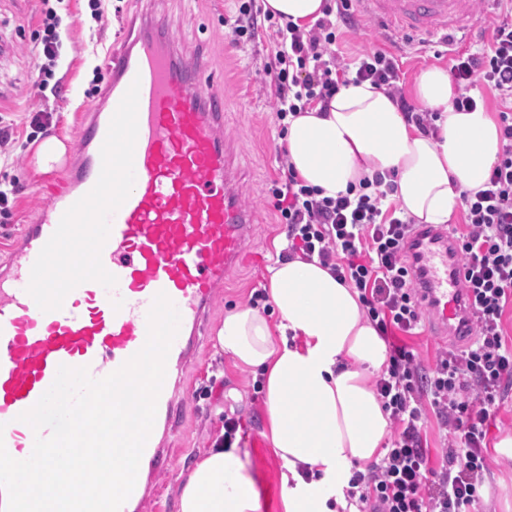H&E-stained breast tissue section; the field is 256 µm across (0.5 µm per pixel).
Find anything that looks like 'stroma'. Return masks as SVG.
Instances as JSON below:
<instances>
[{
  "label": "stroma",
  "mask_w": 512,
  "mask_h": 512,
  "mask_svg": "<svg viewBox=\"0 0 512 512\" xmlns=\"http://www.w3.org/2000/svg\"><path fill=\"white\" fill-rule=\"evenodd\" d=\"M238 0H111L104 22L91 15L89 0H62L56 7L60 18L62 46L55 77L61 82L59 93L40 92L38 60L30 46L38 25L40 0H0V40L11 44L12 52L0 58V115L11 121L21 137L9 140L6 152L14 164L0 165V182L15 183L18 194L9 214L0 215V260L19 241L24 225L35 223L45 204L42 192L47 180L59 181L68 165L44 174L36 169V150L46 138L73 140L87 108L106 88L107 77H95L93 69L104 58L122 47L123 28L134 14L155 12L163 15L171 34L184 55H199L209 70L223 75L228 90L227 140L240 169L244 199L260 212L255 228L251 258L232 270L224 294L210 316L206 332L186 359L182 390L185 407L177 427L166 439L175 448L169 466L152 472L155 488L146 512H176L177 477L191 466L208 446V439L222 425L225 414L239 413L245 437L238 452L247 475L260 492L259 512H283L281 484L285 467L272 451L266 420L264 390L253 387L251 371L235 366L228 355L217 353L213 336L225 314L249 302L258 288L264 287L267 268L277 260L286 241L287 227L280 224L268 189L278 176V149L283 143L280 127L272 111L271 77L266 68L274 59L267 38L240 46L229 43L232 20ZM493 12L477 15L478 29L456 33L452 42L429 41L404 32L387 40L384 23L365 18L360 27L342 30L337 49L345 61H352L365 50L383 49L395 54L400 64V84L405 95H412L417 75L430 66L450 68L455 51L488 39ZM370 39H363V32ZM53 115L50 128L30 127L34 112ZM512 436V390L500 402L497 418L490 428L491 474L486 479L475 512H512V450L501 447Z\"/></svg>",
  "instance_id": "1"
}]
</instances>
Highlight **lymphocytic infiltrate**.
Returning <instances> with one entry per match:
<instances>
[{
    "label": "lymphocytic infiltrate",
    "mask_w": 512,
    "mask_h": 512,
    "mask_svg": "<svg viewBox=\"0 0 512 512\" xmlns=\"http://www.w3.org/2000/svg\"><path fill=\"white\" fill-rule=\"evenodd\" d=\"M326 18L304 31L258 15L252 0H242L230 42L267 37L274 47L272 110L285 120L316 103L328 105L340 85L370 82L423 132L434 129L428 113L404 95L397 57L381 49L364 51L354 64L341 63L337 36L327 21L353 28L359 19L353 0H330ZM59 19L42 10L34 50L41 61L40 87H47L59 58ZM450 75L456 85V110L471 112V91L482 83L496 93L502 154L485 190L463 194L465 224L454 231L461 286L471 308L470 343L442 351L434 368H425L407 344L390 342L388 359L373 387L391 434L385 452L365 471H354L337 512H471L490 472L488 420L494 418L507 384L512 383V341L503 317L512 308V20L495 22L488 42L456 53ZM396 189L388 172L363 179L336 197H320L283 166L269 192L287 226L288 255L318 260L341 283L355 288L368 320L381 337L411 333L424 315L406 245L416 226L383 206ZM436 422L448 443V456L433 467L423 435Z\"/></svg>",
    "instance_id": "f902f5d3"
}]
</instances>
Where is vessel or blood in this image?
<instances>
[{"label": "vessel or blood", "instance_id": "1", "mask_svg": "<svg viewBox=\"0 0 512 512\" xmlns=\"http://www.w3.org/2000/svg\"><path fill=\"white\" fill-rule=\"evenodd\" d=\"M398 30L447 38L473 24V0H359ZM105 105L94 107L70 146L75 173L48 187V208L27 225L0 270V440L15 459L36 437L20 421L59 366L100 379L147 338V315L165 293L180 315L166 360L156 424L175 427L172 383L182 372L228 272L252 249L256 210L241 196L225 141L223 82L202 84V66L181 58L162 24L138 16L108 56ZM407 254L439 332L462 337L468 317L457 244L448 228L424 227Z\"/></svg>", "mask_w": 512, "mask_h": 512}]
</instances>
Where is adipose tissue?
<instances>
[{"mask_svg":"<svg viewBox=\"0 0 512 512\" xmlns=\"http://www.w3.org/2000/svg\"><path fill=\"white\" fill-rule=\"evenodd\" d=\"M325 0H264L281 20L309 30ZM447 69L420 72L414 96L436 113L425 133L370 83L340 87L328 104L288 117V162L306 185L334 197L375 173L396 174L393 201L418 224H445L463 193L483 190L501 155L496 119L484 107L456 111ZM280 320L272 324L247 304L229 311L217 344L237 367L262 374L275 454L292 481L284 512H332L328 501L380 453L389 420L370 375L386 362L384 339L368 321L356 290L318 261L298 258L267 268ZM318 469L308 481L300 466ZM177 487V512H258L260 493L237 449L212 441Z\"/></svg>","mask_w":512,"mask_h":512,"instance_id":"obj_1","label":"adipose tissue"}]
</instances>
